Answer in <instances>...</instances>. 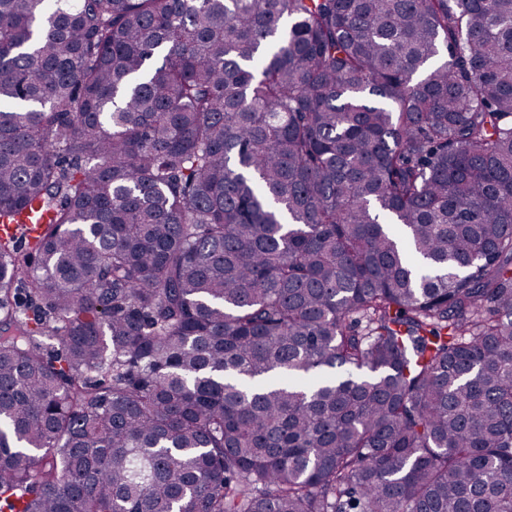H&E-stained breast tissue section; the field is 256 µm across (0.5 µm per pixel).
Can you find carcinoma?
Instances as JSON below:
<instances>
[{"mask_svg":"<svg viewBox=\"0 0 512 512\" xmlns=\"http://www.w3.org/2000/svg\"><path fill=\"white\" fill-rule=\"evenodd\" d=\"M33 207L0 512H512V0H0Z\"/></svg>","mask_w":512,"mask_h":512,"instance_id":"obj_1","label":"carcinoma"}]
</instances>
